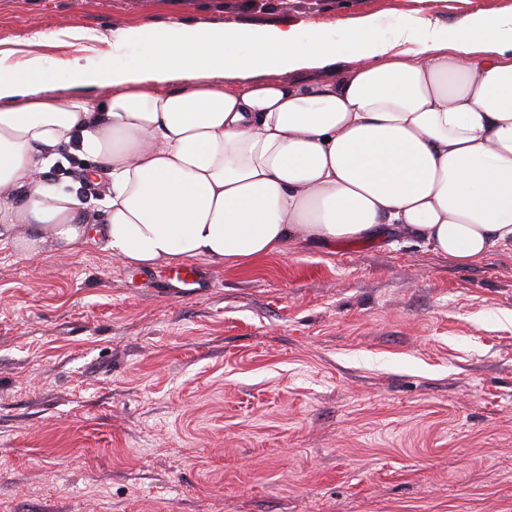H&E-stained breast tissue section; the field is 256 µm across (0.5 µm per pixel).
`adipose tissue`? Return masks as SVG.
Instances as JSON below:
<instances>
[{
  "label": "adipose tissue",
  "instance_id": "ef3b65f1",
  "mask_svg": "<svg viewBox=\"0 0 512 512\" xmlns=\"http://www.w3.org/2000/svg\"><path fill=\"white\" fill-rule=\"evenodd\" d=\"M355 29L343 55L301 22L130 26L112 48L147 51L122 67L50 63L39 48L55 33L28 36L0 60V236L28 258L94 245L135 267L246 266L386 232L460 265L512 255V11L450 26L422 8L389 38L367 17ZM325 68L340 74L290 78ZM218 71L242 85L205 81ZM59 72L77 96H60ZM71 145L110 185L96 229L77 189L40 177Z\"/></svg>",
  "mask_w": 512,
  "mask_h": 512
}]
</instances>
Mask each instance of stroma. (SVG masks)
I'll use <instances>...</instances> for the list:
<instances>
[{
	"label": "stroma",
	"instance_id": "35a3bbf8",
	"mask_svg": "<svg viewBox=\"0 0 512 512\" xmlns=\"http://www.w3.org/2000/svg\"><path fill=\"white\" fill-rule=\"evenodd\" d=\"M512 0H431L448 25ZM418 0H0L36 31L304 21L349 52ZM71 157L41 177L106 192ZM0 242V512H512V257L409 237L299 243L247 268Z\"/></svg>",
	"mask_w": 512,
	"mask_h": 512
}]
</instances>
